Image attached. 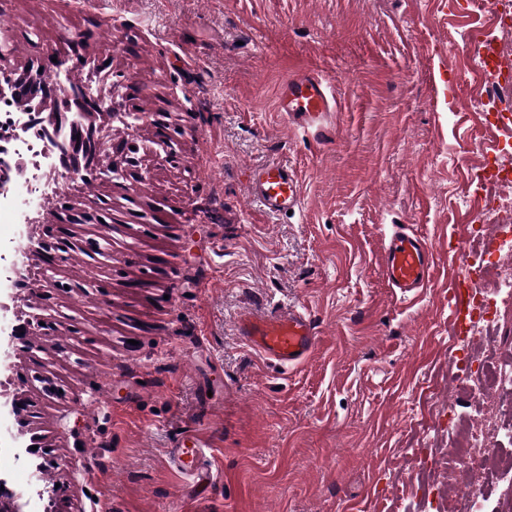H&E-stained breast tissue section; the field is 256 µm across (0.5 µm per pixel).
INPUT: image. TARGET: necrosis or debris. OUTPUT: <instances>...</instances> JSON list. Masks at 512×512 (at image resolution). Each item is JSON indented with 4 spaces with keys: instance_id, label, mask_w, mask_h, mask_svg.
<instances>
[{
    "instance_id": "4bbe7bcc",
    "label": "necrosis or debris",
    "mask_w": 512,
    "mask_h": 512,
    "mask_svg": "<svg viewBox=\"0 0 512 512\" xmlns=\"http://www.w3.org/2000/svg\"><path fill=\"white\" fill-rule=\"evenodd\" d=\"M490 6L494 26L470 42L472 54H500L503 43L512 39V0H491ZM498 129L502 143L492 166H480L472 175L480 205L468 235L475 248L467 254L463 273L474 285L472 331L477 336L488 335L512 311V192L506 189L512 179V125L502 118ZM43 176L41 166H34L14 190L0 193V223H18L21 213L41 206ZM458 367L482 419L466 445L431 459L430 468L451 481L456 464L479 456L489 463L486 481L500 480L502 473L512 474V453L503 451L505 441H512V350L474 364L462 360Z\"/></svg>"
}]
</instances>
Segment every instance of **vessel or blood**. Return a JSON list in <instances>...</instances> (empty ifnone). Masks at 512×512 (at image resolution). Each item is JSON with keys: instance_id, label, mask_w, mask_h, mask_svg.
Returning <instances> with one entry per match:
<instances>
[{"instance_id": "b4317fda", "label": "vessel or blood", "mask_w": 512, "mask_h": 512, "mask_svg": "<svg viewBox=\"0 0 512 512\" xmlns=\"http://www.w3.org/2000/svg\"><path fill=\"white\" fill-rule=\"evenodd\" d=\"M278 108L300 128L322 132L335 98L326 79L303 74L290 78L283 86ZM248 194L263 210L280 213L299 210L302 192L294 171L288 164L271 160L250 170ZM378 264L387 284L403 299L419 296L427 287L436 266V255L426 241L410 228L397 227L381 242ZM454 313L470 315V285L460 277L450 281ZM242 339L263 357L280 366H296L315 351L319 331L310 315L291 308L257 316L247 312L238 321ZM206 442L199 436L179 437L172 445L169 460L182 473L190 476L195 487L209 485L211 473L202 450Z\"/></svg>"}]
</instances>
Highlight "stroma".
Wrapping results in <instances>:
<instances>
[{
    "label": "stroma",
    "mask_w": 512,
    "mask_h": 512,
    "mask_svg": "<svg viewBox=\"0 0 512 512\" xmlns=\"http://www.w3.org/2000/svg\"><path fill=\"white\" fill-rule=\"evenodd\" d=\"M491 18L483 0H0L19 62L67 58L92 32L145 112L182 124L192 171L153 166L135 186L160 203L152 227L120 209L119 229L96 228L115 257L137 242L128 284L67 298L86 335L42 342L59 394L33 429L55 460L46 485L65 488L59 512H450L481 479L474 457L457 487L428 494L420 459L457 443L449 413L472 416L454 357L512 347V318L475 341L448 295V250L479 199L469 174L496 144L467 51ZM306 71L331 85L333 136L277 108ZM274 159L301 179L298 212L248 198L250 169ZM398 222L438 262L407 301L376 260ZM288 306L319 331L295 368L237 333L242 313ZM193 427L212 439L214 474L195 493L168 461Z\"/></svg>",
    "instance_id": "1"
}]
</instances>
